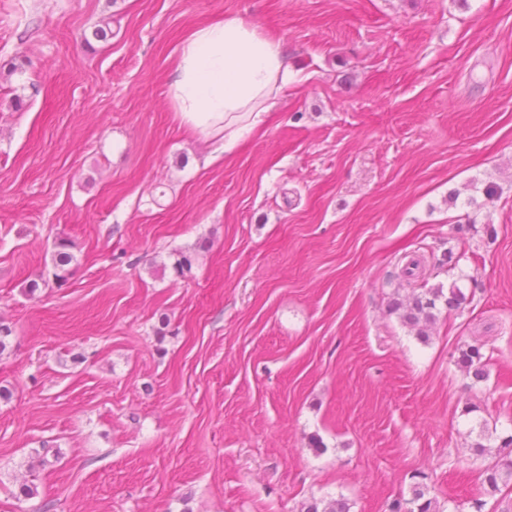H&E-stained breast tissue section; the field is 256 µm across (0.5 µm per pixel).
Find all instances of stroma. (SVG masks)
Instances as JSON below:
<instances>
[{
	"label": "stroma",
	"mask_w": 512,
	"mask_h": 512,
	"mask_svg": "<svg viewBox=\"0 0 512 512\" xmlns=\"http://www.w3.org/2000/svg\"><path fill=\"white\" fill-rule=\"evenodd\" d=\"M227 15L294 77L216 158L167 81ZM407 255L467 296L425 341ZM0 322V512H512L470 450L512 433V0H0ZM456 363L476 381H481L485 377L486 358L482 353V346L468 345L464 349L461 348ZM437 501L428 497V488L423 481H416L408 498H396L388 505V512H440Z\"/></svg>",
	"instance_id": "35a3bbf8"
}]
</instances>
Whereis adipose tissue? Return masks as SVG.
<instances>
[{"label":"adipose tissue","instance_id":"adipose-tissue-1","mask_svg":"<svg viewBox=\"0 0 512 512\" xmlns=\"http://www.w3.org/2000/svg\"><path fill=\"white\" fill-rule=\"evenodd\" d=\"M288 81L280 41L229 15L184 38L168 90L180 123L229 151L263 124Z\"/></svg>","mask_w":512,"mask_h":512}]
</instances>
